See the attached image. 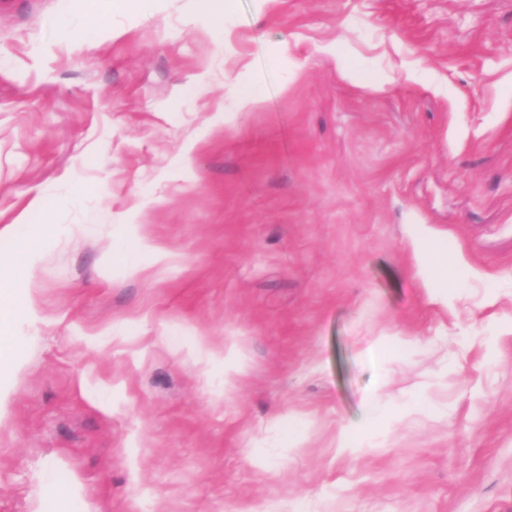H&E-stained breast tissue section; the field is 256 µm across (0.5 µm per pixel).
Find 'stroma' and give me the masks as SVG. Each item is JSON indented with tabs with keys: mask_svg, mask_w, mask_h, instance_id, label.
Listing matches in <instances>:
<instances>
[{
	"mask_svg": "<svg viewBox=\"0 0 512 512\" xmlns=\"http://www.w3.org/2000/svg\"><path fill=\"white\" fill-rule=\"evenodd\" d=\"M210 25L0 0V276L36 309L0 359V512H512V0H232ZM412 224L475 270L456 308ZM381 334L418 350L382 369ZM200 336L243 351L233 390ZM380 388L409 417L337 455ZM125 228L129 237L138 240L144 249L152 253L156 265L166 267L173 263L176 259V256L165 248L142 238L140 236V229L138 224H125ZM418 226L408 241L414 255L417 275L429 290V297L448 307V277L443 272L444 268L447 269L449 264L451 267H459L467 274L469 271L463 265L459 252L448 259V248L443 235L424 224Z\"/></svg>",
	"mask_w": 512,
	"mask_h": 512,
	"instance_id": "stroma-1",
	"label": "stroma"
}]
</instances>
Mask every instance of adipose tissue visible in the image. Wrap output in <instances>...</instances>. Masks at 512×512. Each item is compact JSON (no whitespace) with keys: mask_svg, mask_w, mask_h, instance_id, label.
Returning <instances> with one entry per match:
<instances>
[{"mask_svg":"<svg viewBox=\"0 0 512 512\" xmlns=\"http://www.w3.org/2000/svg\"><path fill=\"white\" fill-rule=\"evenodd\" d=\"M414 255L416 271L429 291L431 299L439 302L448 300V278L445 267H458L461 256H449L444 237L437 231L419 226L409 238ZM363 414L358 424L341 426L336 430V448L339 453L356 455L374 447L380 426L402 420V413L388 410L381 395L371 393L362 400Z\"/></svg>","mask_w":512,"mask_h":512,"instance_id":"obj_1","label":"adipose tissue"}]
</instances>
